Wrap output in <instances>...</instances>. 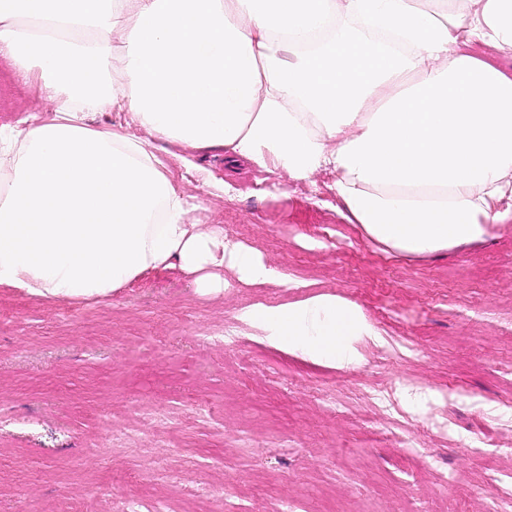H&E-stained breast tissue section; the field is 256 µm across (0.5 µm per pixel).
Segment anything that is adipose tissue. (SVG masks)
<instances>
[{
	"label": "adipose tissue",
	"mask_w": 512,
	"mask_h": 512,
	"mask_svg": "<svg viewBox=\"0 0 512 512\" xmlns=\"http://www.w3.org/2000/svg\"><path fill=\"white\" fill-rule=\"evenodd\" d=\"M512 0H0V53L37 70L52 118L0 131V288L97 301L179 267L220 292L225 270L276 277L194 205L159 138L289 178L336 174L346 218L424 258L512 220ZM129 113L136 138L86 125ZM271 341L339 367L372 335L333 294L255 308Z\"/></svg>",
	"instance_id": "ef3b65f1"
}]
</instances>
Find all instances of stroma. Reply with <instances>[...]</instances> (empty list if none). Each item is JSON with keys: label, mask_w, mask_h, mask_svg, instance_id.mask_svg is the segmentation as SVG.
I'll use <instances>...</instances> for the list:
<instances>
[{"label": "stroma", "mask_w": 512, "mask_h": 512, "mask_svg": "<svg viewBox=\"0 0 512 512\" xmlns=\"http://www.w3.org/2000/svg\"><path fill=\"white\" fill-rule=\"evenodd\" d=\"M0 58V126L49 113ZM156 154L291 284L170 267L97 303L0 288V512H512V223L423 259L312 182L223 151ZM330 293L380 341L357 366L274 346L246 311Z\"/></svg>", "instance_id": "1"}]
</instances>
